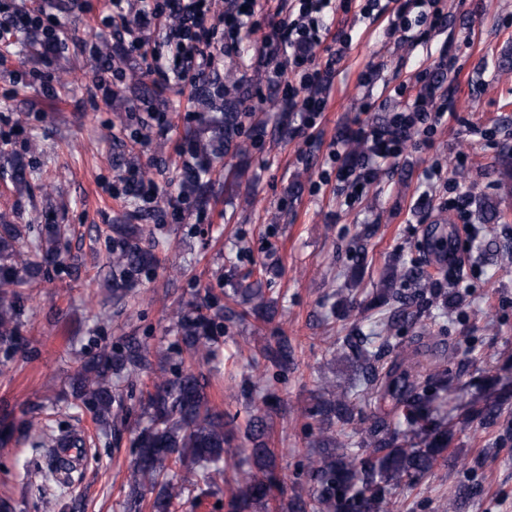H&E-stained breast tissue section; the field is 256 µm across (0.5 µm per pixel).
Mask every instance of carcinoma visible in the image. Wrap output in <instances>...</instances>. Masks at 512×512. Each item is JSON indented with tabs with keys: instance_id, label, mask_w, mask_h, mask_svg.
<instances>
[{
	"instance_id": "obj_1",
	"label": "carcinoma",
	"mask_w": 512,
	"mask_h": 512,
	"mask_svg": "<svg viewBox=\"0 0 512 512\" xmlns=\"http://www.w3.org/2000/svg\"><path fill=\"white\" fill-rule=\"evenodd\" d=\"M239 102L224 96L222 116L207 118L191 145L178 181L179 193L205 199V180L212 161L221 158L229 146L243 152L235 141L241 124ZM10 181L17 190L30 185L31 172L22 161L10 158ZM30 227L0 224V350L10 355L23 344L22 318L28 296L24 288L45 279L50 267L68 255V240L58 224L38 226L37 243L23 246ZM157 227L151 224H114L106 236V260L99 270L112 295H137L142 276L159 267L156 252ZM413 290L408 291L405 286ZM438 297L430 276L419 271L399 272L387 268L383 288L376 300L389 306L386 326L399 331L409 325L406 307L413 300ZM176 343L184 357V368L155 362L149 348L136 336H126L115 348L104 346L97 353L77 359L70 379L73 407L89 413L102 428L126 423L130 410L121 384L150 374L151 385L141 392L140 416L146 425L132 431L133 458L124 473L123 484L133 504L148 501L149 512H172L176 505L196 506L207 490L173 471L179 464L204 477L237 470L234 484L224 494V512H393L395 495L404 487L429 475L440 463L448 462V427L437 416L443 395L448 393V369L442 362H424L418 353L408 352L400 343L384 337L382 348L392 353L385 369L379 371L381 351L372 350L374 337L352 328L341 339V348L353 353L366 388L374 389L404 410L407 426L414 435L391 426L382 416H364L349 392L331 380L321 381L309 402L297 412L314 421L316 435L309 443L307 474L312 492L287 494L285 475L277 450L270 447L268 414L260 407L249 415L245 426L236 418L211 405L208 389L211 374L194 365L218 358L224 322L248 315L265 323L273 321L275 310L268 303L258 281L240 284L227 300L212 291L199 300H179L168 306ZM258 353L280 373L294 363V347L280 332L258 347ZM477 415L493 423L501 416L499 397H483ZM358 426L360 448L354 450L339 440L347 426ZM27 441L33 448H85L87 441L75 434L58 436L48 415L33 412L16 425L0 419V451Z\"/></svg>"
}]
</instances>
